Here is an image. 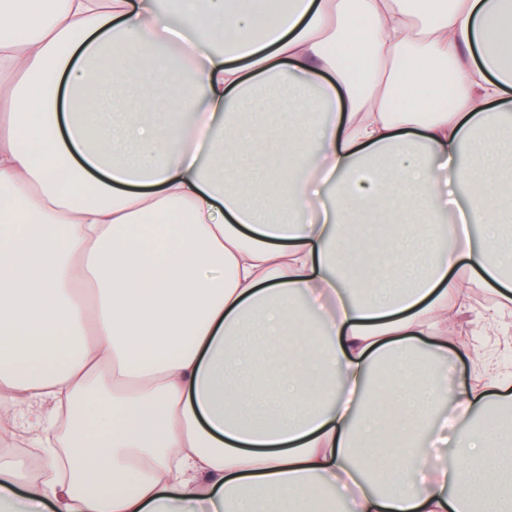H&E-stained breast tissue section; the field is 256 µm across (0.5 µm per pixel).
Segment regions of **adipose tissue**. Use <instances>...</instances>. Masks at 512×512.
<instances>
[{"label": "adipose tissue", "mask_w": 512, "mask_h": 512, "mask_svg": "<svg viewBox=\"0 0 512 512\" xmlns=\"http://www.w3.org/2000/svg\"><path fill=\"white\" fill-rule=\"evenodd\" d=\"M168 4L0 0V429L71 417L0 512H512V383L443 362L457 264L512 303L447 227L512 222V0Z\"/></svg>", "instance_id": "ef3b65f1"}]
</instances>
